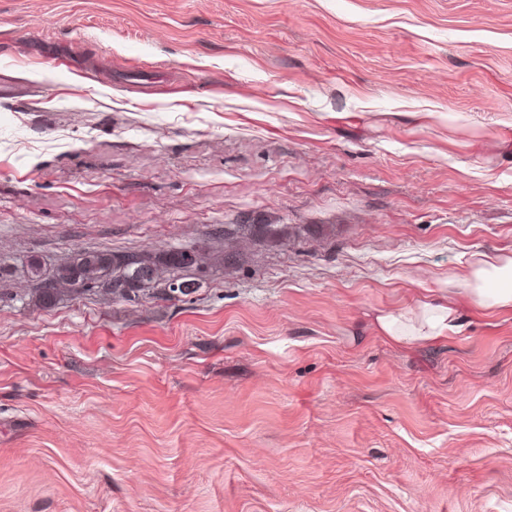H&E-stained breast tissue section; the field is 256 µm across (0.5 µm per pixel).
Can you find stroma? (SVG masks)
Returning <instances> with one entry per match:
<instances>
[{
	"instance_id": "35a3bbf8",
	"label": "stroma",
	"mask_w": 512,
	"mask_h": 512,
	"mask_svg": "<svg viewBox=\"0 0 512 512\" xmlns=\"http://www.w3.org/2000/svg\"><path fill=\"white\" fill-rule=\"evenodd\" d=\"M201 243L187 296L18 299ZM477 252L512 0H0V512H512V313L374 325Z\"/></svg>"
}]
</instances>
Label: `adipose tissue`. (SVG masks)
<instances>
[{"mask_svg": "<svg viewBox=\"0 0 512 512\" xmlns=\"http://www.w3.org/2000/svg\"><path fill=\"white\" fill-rule=\"evenodd\" d=\"M454 281L448 294L407 312L378 316L379 333L399 345L447 338L461 328V309L468 301L485 311L512 312V255L475 253Z\"/></svg>", "mask_w": 512, "mask_h": 512, "instance_id": "obj_1", "label": "adipose tissue"}]
</instances>
